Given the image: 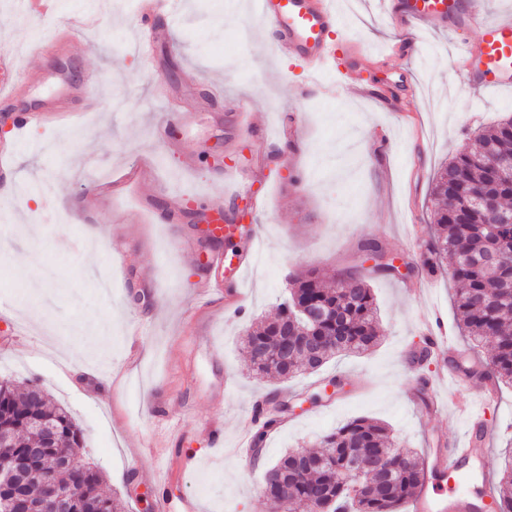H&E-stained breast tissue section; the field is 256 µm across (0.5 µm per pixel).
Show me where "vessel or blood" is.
<instances>
[{"label":"vessel or blood","mask_w":512,"mask_h":512,"mask_svg":"<svg viewBox=\"0 0 512 512\" xmlns=\"http://www.w3.org/2000/svg\"><path fill=\"white\" fill-rule=\"evenodd\" d=\"M379 8L385 17L404 26L423 27L436 22L453 31L477 26V40L462 44L457 51L463 84L491 91L512 89L511 11L488 16L484 0H379ZM182 10V0H136L138 50L143 56L154 58L158 44L177 27ZM253 13L261 21L275 53L301 60L308 73H320L346 57L359 60L364 56L358 42L336 41L341 23L334 0H253ZM23 75L13 61H0V103L14 106ZM97 89L95 79L89 78L80 87L61 90L52 109L77 113L79 99L96 95ZM418 322L429 349L437 351L447 346V332L434 312L423 311ZM486 453L485 438L475 435L463 448L429 449L430 484L409 499L406 512H474V503L464 492L446 494L435 491L434 486L444 478H474L482 486H490L489 473L473 467Z\"/></svg>","instance_id":"b4317fda"}]
</instances>
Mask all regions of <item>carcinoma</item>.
Masks as SVG:
<instances>
[{"instance_id":"carcinoma-1","label":"carcinoma","mask_w":512,"mask_h":512,"mask_svg":"<svg viewBox=\"0 0 512 512\" xmlns=\"http://www.w3.org/2000/svg\"><path fill=\"white\" fill-rule=\"evenodd\" d=\"M492 158L512 160V119L476 135L471 146L436 172L430 191L435 239L426 264L434 271L444 256H452L453 279L459 285L454 299L459 325L472 345L492 343L490 370L474 377L512 384V224H498L493 213L474 205L475 198L489 194L501 208L512 204V170L489 163ZM358 251L363 260H374L373 271L392 274L381 244L362 242ZM492 252L502 260L491 270L483 257ZM304 303L335 313L338 319L307 326L296 310ZM285 322L301 341L286 367L276 356ZM317 336H338L341 343L316 353L307 343ZM377 341L371 288L361 276L345 272L330 286L313 276L292 283L277 318L248 330L244 347L256 375L288 379L304 370L315 371L333 357L363 354ZM36 415L53 418L58 427L55 447L40 457L37 468L61 487H79L80 512H118V500L100 492L98 472L58 466L57 457L81 438L67 410L37 386L20 391L0 382V426L12 433L16 447L35 440L28 421ZM424 482L423 458L397 448L385 425L359 418L322 436L318 451L283 455L269 470L266 495L274 508L285 512H404ZM495 506V512H512V449L495 484Z\"/></svg>"}]
</instances>
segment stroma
Instances as JSON below:
<instances>
[{
	"label": "stroma",
	"mask_w": 512,
	"mask_h": 512,
	"mask_svg": "<svg viewBox=\"0 0 512 512\" xmlns=\"http://www.w3.org/2000/svg\"><path fill=\"white\" fill-rule=\"evenodd\" d=\"M59 19L96 13L101 27L84 32L63 57L30 54L33 37L49 31L0 0V51L30 73L20 95L26 105H51L59 84L98 78L101 94L76 123L55 117L24 134L12 160V196L0 197V295L23 299L40 265L54 271L26 312L0 315V381L39 386L64 407L81 431L82 459L103 477L102 489L125 512H157L156 469L166 449L190 455L191 469L174 468L168 494L197 497L199 512H273L264 493L272 464L291 449L314 446L357 417L385 423L399 448L465 445L473 425L456 409L419 415L427 407L438 365L457 373L488 365L489 346L470 349L456 327L450 260L430 273L434 172L469 146L475 134L512 117V94L467 90L454 64L460 34L431 24L407 33L381 16L374 0H336L338 35L360 41L364 66L332 97L335 69L310 76L300 62L277 57L244 0H185L181 23L155 62L135 50L131 0H56ZM409 39L410 55L392 43ZM197 82L187 83L186 71ZM392 84L391 107L358 94L371 80ZM162 82L185 109L168 127L152 95ZM249 106L265 136L242 131ZM266 157L267 208L252 210L229 172ZM150 163L151 182L113 192L111 223L90 236L72 203L91 178L119 177L133 163ZM220 207L239 226L235 256L245 263L239 314L225 312L223 294L202 299L213 277L205 248L189 222L158 224L153 210L193 213ZM379 241L410 266L406 275L360 268L379 312L378 344L361 355L336 357L288 380L253 374L242 341L252 322L274 318L291 281L308 274L331 280L355 267L358 245ZM424 284L421 295L409 293ZM433 306L446 325L453 353L419 359L425 350L417 317ZM105 325L98 352L76 350V324ZM232 387H225V379ZM343 383L324 396L328 380ZM306 397L295 408L297 397ZM284 404L281 427L269 432L260 456L235 453L241 417L253 402ZM491 452L482 467L499 473L512 439V386L499 384L481 412ZM222 429L212 447L208 431Z\"/></svg>",
	"instance_id": "1"
}]
</instances>
